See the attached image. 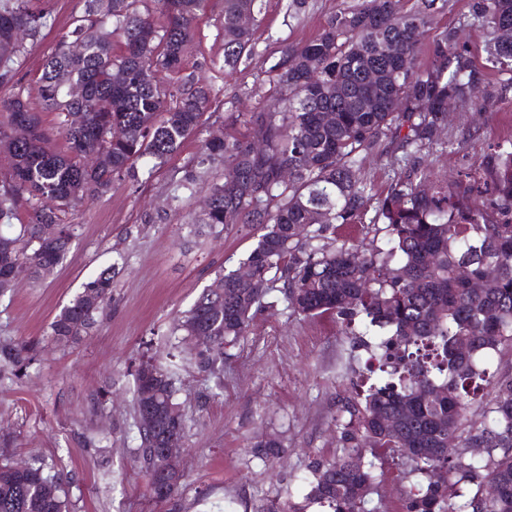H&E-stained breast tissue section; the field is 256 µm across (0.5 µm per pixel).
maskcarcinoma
<instances>
[{
  "label": "carcinoma",
  "mask_w": 512,
  "mask_h": 512,
  "mask_svg": "<svg viewBox=\"0 0 512 512\" xmlns=\"http://www.w3.org/2000/svg\"><path fill=\"white\" fill-rule=\"evenodd\" d=\"M439 0H362L330 16L319 36L282 50L273 78L284 92L282 112L237 116L250 139L214 137L204 142L179 187L192 193L214 164L223 167L209 183L204 223L227 229L255 224L260 234L237 270L218 275L224 294L204 289L177 320L188 337L204 332L212 346L197 354L204 368L244 336L252 310L274 284L288 307L305 317L334 315L351 324L363 317L385 338L371 350L368 374L340 403L341 454L312 458L304 503L271 501L260 512H377L371 495L377 471L411 481L402 512H512V377L491 372L485 357L512 346V140L497 144L482 162L445 187L414 170L383 197L360 181V158L387 134L418 153L430 149L447 120L448 99L486 107L485 75L465 55L460 28L427 40ZM207 0H85L38 80L36 100L19 91L0 99V142L14 144V163L0 178V291L21 276L39 278L60 265L74 225L66 208L112 190L115 179L135 177L148 155L163 164L204 125L213 87L191 86L179 74L193 48V23ZM263 0H224V75L256 54L254 26ZM473 15L487 32L486 65L512 75V0H474ZM251 18L243 27L239 19ZM46 0H0V81L21 64L25 46L12 38L23 27L34 36L47 26ZM83 52H71L74 43ZM173 75L164 82L159 74ZM80 93H72L73 88ZM56 115L55 132L41 113ZM58 135L62 154L51 146ZM265 144L253 150V140ZM107 155L105 166L85 158ZM288 170L290 178L281 177ZM55 201L41 206L42 197ZM29 221L9 231L19 203ZM384 224L387 248L366 252L337 243L336 226L361 224L368 208ZM318 226L313 231L311 227ZM329 235H323V232ZM467 266L469 276L458 273ZM115 267L78 293L50 324L59 344L76 341L112 297ZM481 280L484 287H472ZM466 339L470 351L454 352ZM27 344L1 345L0 367L25 371L33 356ZM135 388L156 392L164 419L138 426L145 472L157 466L154 449L165 434L185 436L174 402L172 366L141 361ZM481 411L478 426L467 412ZM385 413H399L391 430ZM484 453L475 456L469 449ZM440 468L446 477L432 480ZM62 480L42 464L19 471L0 458V512H71Z\"/></svg>",
  "instance_id": "obj_1"
}]
</instances>
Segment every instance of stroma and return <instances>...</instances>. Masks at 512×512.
Segmentation results:
<instances>
[{
  "label": "stroma",
  "instance_id": "35a3bbf8",
  "mask_svg": "<svg viewBox=\"0 0 512 512\" xmlns=\"http://www.w3.org/2000/svg\"><path fill=\"white\" fill-rule=\"evenodd\" d=\"M362 0H266L255 30L257 52L225 75L224 0H208L194 23L195 49L184 75L212 83L216 93L203 131L189 137L162 166L145 157L135 178L115 182L108 193L67 209L75 225L66 260L40 280L26 277L0 293V344L31 343L35 359L26 372L0 375V440L18 462L39 461L59 473L74 512H158L145 487L134 413L133 372L143 357L160 364L192 346L173 329L178 316L210 286L220 270L237 268L258 230L200 224L205 191L188 195L177 185L204 140L248 131L235 118L274 108L281 91L269 73L282 49L308 42L337 12ZM472 0H447L433 29L458 26L476 65L484 63V33L472 16ZM84 11V0H51L48 28L25 37V59L0 96L34 92L59 33ZM488 109L451 106L436 144L410 160L446 183L477 166L491 145L512 139V81L488 73ZM383 137L367 155L359 177L373 194L385 195L400 169L386 156L397 151ZM118 265L112 300L75 343L54 342L50 324L63 305L101 269ZM259 309L245 336L228 349L224 367L211 374L196 365L175 379L186 422L182 467L187 485L176 512H254L292 489L293 502L307 492L310 457L339 453L336 405L366 372L365 348L353 344L335 318L302 317L279 291ZM277 439L283 449L268 461L256 442Z\"/></svg>",
  "mask_w": 512,
  "mask_h": 512
}]
</instances>
